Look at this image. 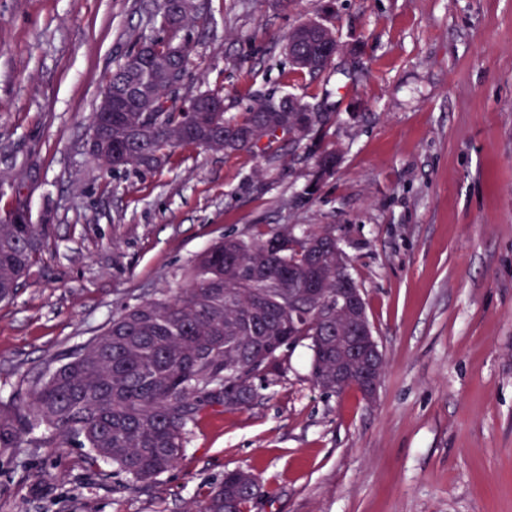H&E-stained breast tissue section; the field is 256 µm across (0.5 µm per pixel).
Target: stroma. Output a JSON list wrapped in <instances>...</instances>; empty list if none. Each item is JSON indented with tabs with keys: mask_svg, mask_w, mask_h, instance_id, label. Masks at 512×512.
Returning <instances> with one entry per match:
<instances>
[{
	"mask_svg": "<svg viewBox=\"0 0 512 512\" xmlns=\"http://www.w3.org/2000/svg\"><path fill=\"white\" fill-rule=\"evenodd\" d=\"M203 88L328 98L335 175L182 148L154 173L86 152L92 115L155 0H0V216L25 185L50 238L0 301V402L78 352L122 304L175 293L221 236L334 225L385 358L375 400L309 379L305 344L246 409L189 425L176 467L132 492L111 464L37 434L0 452V512H183L225 471L253 512H512V0H203ZM321 20L356 46L288 80L284 38ZM41 475L33 483L32 475Z\"/></svg>",
	"mask_w": 512,
	"mask_h": 512,
	"instance_id": "obj_1",
	"label": "stroma"
}]
</instances>
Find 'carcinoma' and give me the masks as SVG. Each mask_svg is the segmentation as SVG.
I'll return each mask as SVG.
<instances>
[{
  "label": "carcinoma",
  "instance_id": "carcinoma-1",
  "mask_svg": "<svg viewBox=\"0 0 512 512\" xmlns=\"http://www.w3.org/2000/svg\"><path fill=\"white\" fill-rule=\"evenodd\" d=\"M200 21L197 6L172 11L158 0L142 34L112 71V86L128 80V60L176 68L182 82L198 68L185 31ZM336 33L295 45L291 72L315 80L332 65ZM148 111L134 100L132 111L112 113L103 131L112 139V169H156L178 148H210L226 155L264 153L273 143L306 145L312 178L299 205L311 199L336 170L339 153L320 146L328 113L292 94H250L249 104L231 115L211 109L224 101L212 90L195 93L197 111L178 106V88L140 77ZM292 102L282 111L281 100ZM0 218V301L12 299L46 244L49 225L12 224ZM340 245L321 229L297 236L290 227L250 239L226 236L197 256L186 271L189 283L172 297L126 305L69 360L31 384L18 406L0 403V448H17L35 430L45 438L79 439L91 461L112 463L138 488L172 470L185 448L188 425L210 411L248 407L256 380L281 373L278 352L308 341L310 379L321 390H336L334 359L327 337L336 335V278L351 287L349 258L336 265ZM318 289L319 300L308 299ZM263 496L261 479L236 469L186 505L185 512H251Z\"/></svg>",
  "mask_w": 512,
  "mask_h": 512
}]
</instances>
